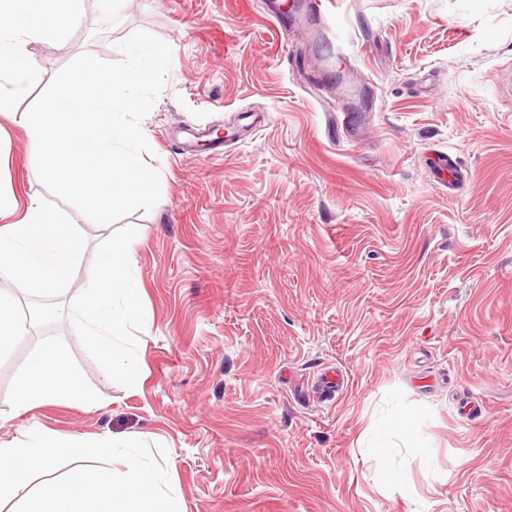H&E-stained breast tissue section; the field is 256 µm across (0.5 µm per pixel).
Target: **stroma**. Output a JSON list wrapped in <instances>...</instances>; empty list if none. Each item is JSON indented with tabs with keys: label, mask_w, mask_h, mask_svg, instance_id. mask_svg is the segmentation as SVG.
Segmentation results:
<instances>
[{
	"label": "stroma",
	"mask_w": 512,
	"mask_h": 512,
	"mask_svg": "<svg viewBox=\"0 0 512 512\" xmlns=\"http://www.w3.org/2000/svg\"><path fill=\"white\" fill-rule=\"evenodd\" d=\"M265 0H79L27 111L68 63L118 59L144 30L171 48L141 125L161 198L119 225L72 218L86 247L137 230L145 322L135 386L70 317L0 362V441L31 426L166 447L186 512H512V0H332L276 31ZM255 131L187 146L183 127ZM25 130L0 116V186L47 197ZM68 348L98 404L18 414L30 352ZM343 370L330 396L301 393Z\"/></svg>",
	"instance_id": "obj_1"
}]
</instances>
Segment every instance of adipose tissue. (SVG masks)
Listing matches in <instances>:
<instances>
[{
    "label": "adipose tissue",
    "instance_id": "ef3b65f1",
    "mask_svg": "<svg viewBox=\"0 0 512 512\" xmlns=\"http://www.w3.org/2000/svg\"><path fill=\"white\" fill-rule=\"evenodd\" d=\"M15 0H0V71L8 70L21 81H29L33 69L25 53L26 38L51 43L61 38L72 22L69 0H41L24 23L12 22ZM54 402L94 406V398L84 389L65 348L47 344L28 357L12 397L16 413L31 411Z\"/></svg>",
    "mask_w": 512,
    "mask_h": 512
}]
</instances>
